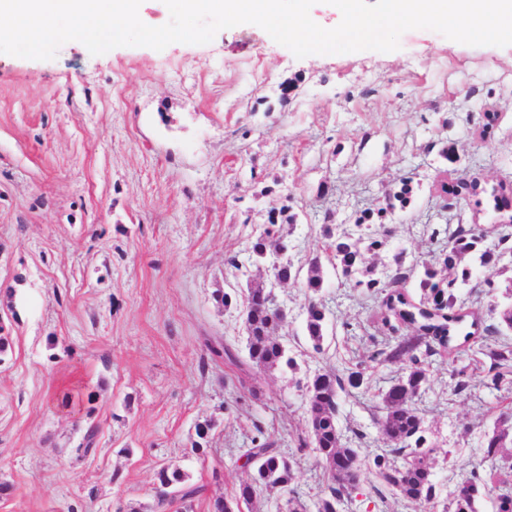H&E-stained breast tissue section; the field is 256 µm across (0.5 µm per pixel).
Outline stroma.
<instances>
[{"instance_id":"1","label":"stroma","mask_w":512,"mask_h":512,"mask_svg":"<svg viewBox=\"0 0 512 512\" xmlns=\"http://www.w3.org/2000/svg\"><path fill=\"white\" fill-rule=\"evenodd\" d=\"M454 145L456 159L441 151ZM421 184L413 206L385 214L391 233L377 273L396 254L426 258L434 225L478 224L493 248L503 233L485 195L464 204L441 190L458 178L512 185V45L469 46L432 30L402 34L398 50L296 58L262 28L241 24L206 44L117 47L91 55L80 42L50 60L0 53V512H153L155 474L179 466L210 512L250 467L256 429L294 462L307 505L323 487L306 433L299 380L365 359L362 326L375 304L324 268L327 347L304 335L303 278L274 281L251 262L273 207L293 222L278 234L300 267L319 253L323 223L356 233L401 178ZM236 257L241 270L225 264ZM512 278V255L476 268L460 299L494 315L486 281ZM272 287L287 316L280 337L297 371L261 370L245 349L249 281ZM238 302L224 307L216 295ZM221 340L240 364L207 362ZM401 363H371L364 391L342 395V433H375L378 394ZM485 368L470 395L452 393L435 359L419 406L442 490L481 457L499 396ZM208 425L198 437L197 425ZM96 445H78L88 426ZM363 470L343 512H420L378 498Z\"/></svg>"}]
</instances>
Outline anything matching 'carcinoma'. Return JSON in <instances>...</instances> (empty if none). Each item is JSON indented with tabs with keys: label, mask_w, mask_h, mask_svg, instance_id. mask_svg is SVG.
<instances>
[{
	"label": "carcinoma",
	"mask_w": 512,
	"mask_h": 512,
	"mask_svg": "<svg viewBox=\"0 0 512 512\" xmlns=\"http://www.w3.org/2000/svg\"><path fill=\"white\" fill-rule=\"evenodd\" d=\"M417 190L413 180L405 178L389 189L386 206L377 212H365L356 220V226L366 227L368 234L357 237H333L324 227V256L307 262L304 281L307 304L304 331L310 349L324 353L326 341V310L316 295L324 285L322 260H327L340 272L354 290L364 299L379 304L381 311L378 330L392 333L398 327L411 330L407 336H392L375 350L372 359L381 363L400 362L404 371L387 389L380 393L383 412L377 422L378 432L393 443L385 455L373 458L371 470L380 484L378 495L388 491L402 501L419 506L422 512H435L441 490L433 467L434 447L427 445L423 418L416 401L430 382L435 357L448 359V371L455 379L454 392L471 393L460 362L464 357L481 365H488L486 386L497 388L512 378V342L502 329L512 331V278L502 285L488 283L485 295L491 298L490 310L498 312V322L486 324L458 300L457 291L469 284L474 266L494 264L499 260L495 251L484 247L485 233L478 225L432 231L437 244L429 260L410 266L403 258L395 257L393 280L384 282L375 276V267L366 254L383 246L380 233L371 226L382 224L384 214L399 206L407 207ZM494 209L512 221V187L500 185L492 189ZM286 208L273 207L268 211L267 228L251 246L256 265L266 262L268 254L282 252L285 246L275 239L274 226L279 223ZM274 277L288 281L299 277L301 269L288 259L272 265ZM409 278L418 281L419 298L410 297L399 284ZM270 291L254 282L248 288L244 329L249 360L259 369L286 367L295 369L296 362L276 336L283 322L277 314ZM365 381V367L361 364L317 373L305 384V422L307 437L299 441L301 448L316 450L325 474L324 489L316 502V512H340L339 507L359 489L364 463L356 449L342 442L336 424L339 412V392L358 389ZM252 447L245 452L253 473L241 482L234 494L218 497L212 504L213 512H244L263 488H278L287 494V512H307L294 487L295 472L288 459L275 448V442L255 436ZM482 463L490 469L481 472L475 467L456 484L450 493L444 512H478L480 500H492L494 512H512V401H500L498 421L493 431L485 434ZM155 512H165L173 499L180 500L190 512L201 489L186 483V474L176 466H163L156 472Z\"/></svg>",
	"instance_id": "carcinoma-1"
}]
</instances>
